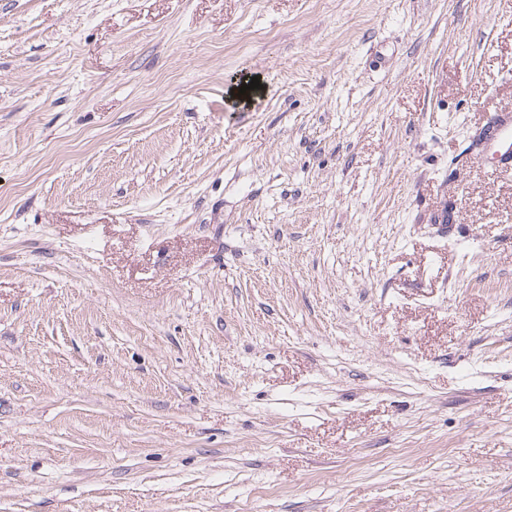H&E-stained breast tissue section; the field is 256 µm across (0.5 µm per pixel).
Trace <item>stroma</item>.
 I'll return each mask as SVG.
<instances>
[{
	"label": "stroma",
	"mask_w": 512,
	"mask_h": 512,
	"mask_svg": "<svg viewBox=\"0 0 512 512\" xmlns=\"http://www.w3.org/2000/svg\"><path fill=\"white\" fill-rule=\"evenodd\" d=\"M507 106L512 0H0V512H512ZM493 130L490 137L483 142L482 154H491L497 164L512 166V109H502L493 114Z\"/></svg>",
	"instance_id": "35a3bbf8"
}]
</instances>
